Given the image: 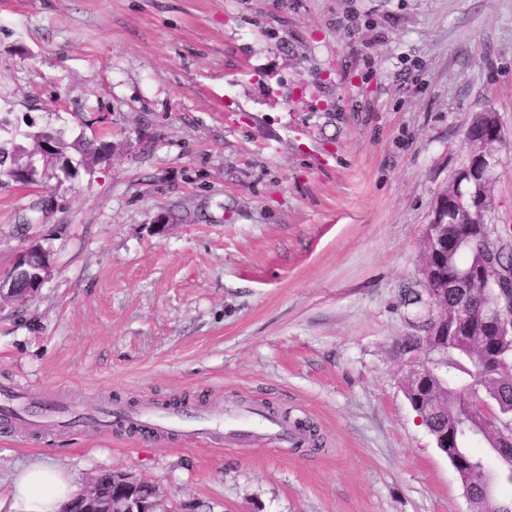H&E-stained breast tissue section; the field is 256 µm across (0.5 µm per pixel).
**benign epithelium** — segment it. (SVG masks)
<instances>
[{"label": "benign epithelium", "instance_id": "1", "mask_svg": "<svg viewBox=\"0 0 512 512\" xmlns=\"http://www.w3.org/2000/svg\"><path fill=\"white\" fill-rule=\"evenodd\" d=\"M56 134L40 141L39 146L30 155L28 163L14 171L13 178L21 181L33 179L38 168L47 167L55 160ZM467 141L478 144L481 149L473 151L468 164L458 173L452 186L440 197L430 224L427 225L424 237V254L427 261L439 254L440 246L446 235L448 215H453L456 224H479L482 215L492 203L491 183L494 152L502 142L501 123L497 113L482 112L466 131ZM50 273V265L46 254L39 248H30L19 255L12 268L0 275V299L6 298L1 285L8 284L15 292L13 300L23 301L37 293ZM498 280V286L504 287L505 281H512V256L504 254L496 262L487 266L478 264L468 266V271L456 278L428 282L430 289L429 309L432 313L431 325L433 335H448V295L468 294L481 281L490 282V277ZM484 318L498 336H512V317L506 318L497 309L492 294L485 297ZM431 370L427 361L417 359L408 362L404 377L414 382ZM457 435L444 432L435 435L437 447L440 448L452 463L464 489L469 494L470 474L466 466L449 448L455 443ZM98 478H93L90 484L80 493L84 498V512H143L142 503L128 496V487L139 488L150 498V506H155V489L145 483H138L124 476L118 481V491L104 497L97 490Z\"/></svg>", "mask_w": 512, "mask_h": 512}]
</instances>
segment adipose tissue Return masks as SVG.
I'll return each mask as SVG.
<instances>
[{"mask_svg": "<svg viewBox=\"0 0 512 512\" xmlns=\"http://www.w3.org/2000/svg\"><path fill=\"white\" fill-rule=\"evenodd\" d=\"M76 492L56 467L35 463L14 480V506L17 512H61Z\"/></svg>", "mask_w": 512, "mask_h": 512, "instance_id": "adipose-tissue-1", "label": "adipose tissue"}]
</instances>
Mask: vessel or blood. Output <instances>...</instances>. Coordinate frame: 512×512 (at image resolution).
Returning <instances> with one entry per match:
<instances>
[{
	"instance_id": "obj_1",
	"label": "vessel or blood",
	"mask_w": 512,
	"mask_h": 512,
	"mask_svg": "<svg viewBox=\"0 0 512 512\" xmlns=\"http://www.w3.org/2000/svg\"><path fill=\"white\" fill-rule=\"evenodd\" d=\"M0 400L7 403L23 401L26 411L36 416L55 414L60 410L56 400L25 399L19 392L13 390L0 392ZM104 419L116 428L134 423L144 432L158 436L178 435L183 433L185 427L191 426L195 429V437L205 440L211 446L243 445L267 438L275 439L278 443L292 448L303 445L302 439L287 419L265 411H218L188 415L151 405L130 409L106 397H94L93 405L85 413L82 425L94 428Z\"/></svg>"
}]
</instances>
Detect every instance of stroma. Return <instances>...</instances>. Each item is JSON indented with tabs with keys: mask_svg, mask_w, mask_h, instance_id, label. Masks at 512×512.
<instances>
[{
	"mask_svg": "<svg viewBox=\"0 0 512 512\" xmlns=\"http://www.w3.org/2000/svg\"><path fill=\"white\" fill-rule=\"evenodd\" d=\"M497 112L493 205L512 230V0H0V146L111 151L71 176L0 177V389L196 412L271 406L325 451L211 448L0 424V493L42 461L78 489L120 471L161 512H469L404 395L422 240ZM50 273V265L46 254L39 248H30L19 255L12 268L0 276V299L23 301L37 293ZM10 287V288H9ZM17 292L13 297H7L4 290Z\"/></svg>",
	"mask_w": 512,
	"mask_h": 512,
	"instance_id": "obj_1",
	"label": "stroma"
}]
</instances>
